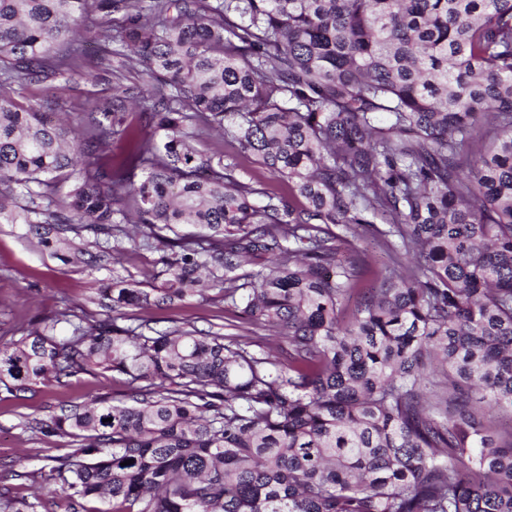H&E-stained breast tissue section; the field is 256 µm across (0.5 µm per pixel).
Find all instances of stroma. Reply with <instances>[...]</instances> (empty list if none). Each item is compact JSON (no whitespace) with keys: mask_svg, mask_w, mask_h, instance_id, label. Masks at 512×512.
Returning <instances> with one entry per match:
<instances>
[{"mask_svg":"<svg viewBox=\"0 0 512 512\" xmlns=\"http://www.w3.org/2000/svg\"><path fill=\"white\" fill-rule=\"evenodd\" d=\"M203 151H222L235 162L244 180L268 194L288 196L286 183L271 175L254 157L241 152L221 138L199 142ZM158 251L128 248L120 261L104 267L76 268L59 256L41 250L23 224H0V339H19L26 329L56 322L57 335L68 332L61 323L63 313L85 312L90 319L102 318L98 290L113 281L149 292L162 287L168 278ZM151 319L155 328L174 325L198 330L222 328L228 313L217 292L195 296L167 305L147 306L131 311L127 322L137 325L139 317ZM125 391L121 375L96 370L46 382L21 392L0 386V497L19 500L30 497L37 486H46L41 512H66L62 497L55 495V483L48 477L54 459L69 450L66 440L47 437L37 429L39 421L59 414L61 408L83 402L94 394L108 399Z\"/></svg>","mask_w":512,"mask_h":512,"instance_id":"1","label":"stroma"}]
</instances>
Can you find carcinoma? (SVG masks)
Returning <instances> with one entry per match:
<instances>
[{"mask_svg":"<svg viewBox=\"0 0 512 512\" xmlns=\"http://www.w3.org/2000/svg\"><path fill=\"white\" fill-rule=\"evenodd\" d=\"M139 68L55 122V98L20 97ZM214 130L304 203L192 145ZM0 223L75 267L124 254L129 225L135 247L171 251L154 297L116 282L106 318L0 343L10 392L125 377L122 398L39 422L76 445L54 475L69 508L512 512V429L495 422L512 420V0H0ZM365 224L390 256L378 271ZM210 290L286 360L117 324Z\"/></svg>","mask_w":512,"mask_h":512,"instance_id":"1","label":"carcinoma"}]
</instances>
